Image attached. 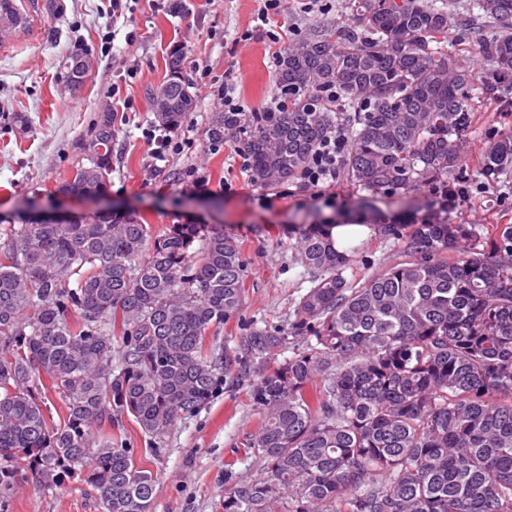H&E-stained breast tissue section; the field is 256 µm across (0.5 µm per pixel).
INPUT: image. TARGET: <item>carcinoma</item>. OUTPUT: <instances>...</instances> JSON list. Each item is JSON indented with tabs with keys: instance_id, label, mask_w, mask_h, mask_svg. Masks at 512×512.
<instances>
[{
	"instance_id": "obj_1",
	"label": "carcinoma",
	"mask_w": 512,
	"mask_h": 512,
	"mask_svg": "<svg viewBox=\"0 0 512 512\" xmlns=\"http://www.w3.org/2000/svg\"><path fill=\"white\" fill-rule=\"evenodd\" d=\"M358 27L314 29L277 61L278 112H217L206 135L247 157L251 180L300 179L338 128L346 183L382 199L428 186L442 200L476 122L470 100L512 92V0L469 10L501 31L479 75L444 47L462 20L432 0H352ZM180 60L154 120L176 132L193 107ZM338 93L334 102L326 90ZM113 115L88 164L58 191L110 181ZM512 171V131L481 175ZM331 225L298 242L311 286L287 327H250L230 347L208 333L240 315L245 260L204 224L155 235L132 213L82 224L0 227V512L22 485L84 474L100 512H152L156 484L134 462L123 418L160 450L175 420L223 385L248 384L264 417L244 448L260 461L224 489V512H512V225L380 224L392 263L345 276L354 254ZM199 247H194V244ZM64 405L54 423L46 392Z\"/></svg>"
}]
</instances>
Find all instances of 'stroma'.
Here are the masks:
<instances>
[{"instance_id":"35a3bbf8","label":"stroma","mask_w":512,"mask_h":512,"mask_svg":"<svg viewBox=\"0 0 512 512\" xmlns=\"http://www.w3.org/2000/svg\"><path fill=\"white\" fill-rule=\"evenodd\" d=\"M309 0H284L271 25L280 37L271 42L256 30L260 0H195L192 14H173L155 0H123L113 14L112 0H29L31 28L0 48V224H18L38 212L81 213L98 207L95 198L62 197L57 187L87 159L94 122L112 114V174L106 198L126 205L155 233L172 224H209L235 238L246 269L239 317L225 322L217 334L235 344L244 325H286L294 314L300 287L310 274L301 265L296 242L311 224L366 222L359 193L337 182L334 202L314 197L312 189L289 180L271 189L272 204L260 207L261 187L244 168L233 143L212 147L206 129L222 104L193 85L195 102L182 125L192 139L183 152L168 153L153 170L149 143L156 89L166 80L173 47L187 51L181 66L198 61L215 76L232 71L240 101L260 108L276 91V61L288 45L317 28H352L356 16L349 0H324L325 9ZM270 30V31H271ZM250 40H242L244 32ZM488 29L483 22H459L448 30L449 50L462 53L467 65L481 72L489 61L480 51ZM89 54V67L79 93H69L60 77L62 58L75 47ZM131 109H124V101ZM503 105L477 104L478 122L455 171L469 181L468 206L449 215L453 224H512V182L489 183L479 173L481 155L492 133L502 129ZM26 126H19L18 117ZM199 170L209 183L195 187L188 173ZM356 260L346 272L358 278L394 261L400 243L371 234L359 240ZM263 413L245 387L220 389L195 415L177 420L161 452L133 421L125 436L136 448L135 463L156 481L153 512H223L224 489L231 480L250 476L254 456L242 451ZM11 512H99L81 477L67 479L55 490L30 486L17 490Z\"/></svg>"}]
</instances>
